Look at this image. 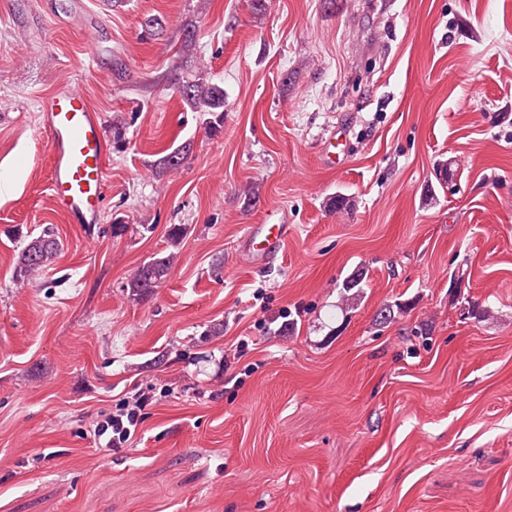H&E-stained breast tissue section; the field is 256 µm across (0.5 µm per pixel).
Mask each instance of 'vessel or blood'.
I'll use <instances>...</instances> for the list:
<instances>
[{
    "instance_id": "vessel-or-blood-1",
    "label": "vessel or blood",
    "mask_w": 512,
    "mask_h": 512,
    "mask_svg": "<svg viewBox=\"0 0 512 512\" xmlns=\"http://www.w3.org/2000/svg\"><path fill=\"white\" fill-rule=\"evenodd\" d=\"M41 125L51 146L48 184L54 203L73 224L88 227L99 222L107 191L106 146L103 121L85 96L65 86L44 95L38 102ZM256 256H277L288 237L286 224L259 225Z\"/></svg>"
}]
</instances>
